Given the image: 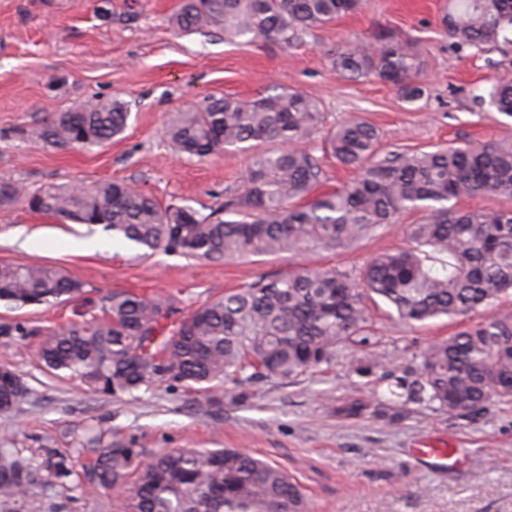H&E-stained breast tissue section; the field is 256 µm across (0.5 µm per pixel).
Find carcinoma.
I'll use <instances>...</instances> for the list:
<instances>
[{"instance_id": "1", "label": "carcinoma", "mask_w": 512, "mask_h": 512, "mask_svg": "<svg viewBox=\"0 0 512 512\" xmlns=\"http://www.w3.org/2000/svg\"><path fill=\"white\" fill-rule=\"evenodd\" d=\"M363 0H180L172 27L191 35L219 30L224 40L292 45L311 31L360 9ZM443 31L458 48L512 53V0H446ZM423 49L393 36L341 45L332 66L349 80L375 77L408 103L425 94ZM476 112L512 119V80H496L470 98ZM130 104L114 98L14 129L15 138L58 151L104 145L124 131ZM316 101L295 90L243 99L225 95L177 112L165 129L172 152L205 158L230 148L255 149L245 189L204 214L162 206L122 181L52 185L20 193L0 182V206L22 199L28 210L65 222L102 225L138 247L224 261L298 254L316 246L355 244L408 211L411 245L370 260L359 276L304 267L258 280L177 317L170 295L112 291L85 300L91 315L42 333L36 349L48 371L66 372L94 392L128 395L153 381L184 383L220 409L224 382L289 379L330 364L342 346L367 339L363 293L390 306L395 320L423 323L489 307L512 295V209L461 210L474 196L512 198V142L464 144L382 154L376 129L350 118L324 130ZM356 171L344 187L301 205L319 184L313 151ZM271 148L263 150L261 146ZM87 294L84 284L50 265L0 262V303L55 306ZM32 335L22 322L0 324V341ZM412 391L450 415L512 399V312L485 319L420 354ZM30 387L0 368V414L27 403ZM137 448L107 444L86 471L89 491L127 489L129 512H308L298 483L284 471L236 449H173L143 463ZM70 458L40 460L0 448V507L29 512L39 490L64 486Z\"/></svg>"}]
</instances>
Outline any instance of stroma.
<instances>
[{
	"label": "stroma",
	"instance_id": "stroma-1",
	"mask_svg": "<svg viewBox=\"0 0 512 512\" xmlns=\"http://www.w3.org/2000/svg\"><path fill=\"white\" fill-rule=\"evenodd\" d=\"M444 0H366L363 8L285 47L238 46L221 32L178 34L169 18L179 0H0V181L34 191L51 184L122 180L160 204L216 207L225 190H242L250 152L203 159L173 153L163 141L171 116L207 97L256 98L296 90L319 103L327 125L360 117L378 130L380 152L430 150L466 141L512 140V119L474 112L469 93L496 77H512V57L451 45L438 15ZM384 32L425 46L427 95L404 103L392 85L344 80L332 59L346 38ZM119 98L131 105L125 131L91 149L58 152L25 144L13 130L85 101ZM416 214L377 229L358 244L298 255L209 262L157 253L131 243L80 253L75 241L104 236L102 226L63 224L23 204L0 207V261L59 266L91 297L114 290L169 293L181 314L261 279L311 264L355 273L372 257L409 244ZM369 343L337 350L331 365L291 379L266 377L225 384L224 405L208 416L183 384L156 382L136 397L95 393L67 373L41 368L37 332L79 320L86 307L10 309L32 334L0 343L32 401L0 418V444L37 458L44 448L74 460L66 488L44 491L32 512H125L119 491L84 493L94 455L92 432L150 458L165 448H237L294 477L310 512H512V403L464 417L437 405L395 397L398 381L418 377L420 353L491 316L495 309L396 323L379 297L365 299ZM458 448L462 467L430 472L411 457L422 442Z\"/></svg>",
	"mask_w": 512,
	"mask_h": 512
}]
</instances>
